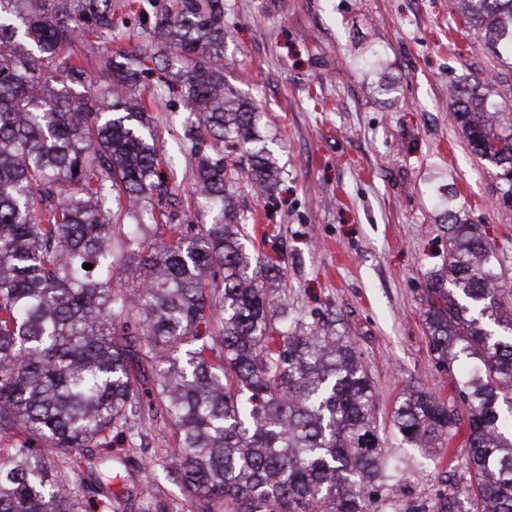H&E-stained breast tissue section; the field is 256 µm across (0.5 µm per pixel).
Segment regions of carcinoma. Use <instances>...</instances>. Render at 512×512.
<instances>
[{
	"mask_svg": "<svg viewBox=\"0 0 512 512\" xmlns=\"http://www.w3.org/2000/svg\"><path fill=\"white\" fill-rule=\"evenodd\" d=\"M476 46L512 68V0H458ZM217 0H173L151 29L187 116L177 144L209 218L173 223L157 131L135 96L147 56L122 54L105 109L41 81L84 75L85 25L112 33V0H0V512L112 509L113 481L161 421L182 454L165 479L193 512H398L408 459L386 447L374 385L348 336L289 320L282 274L260 267L231 208L238 161L271 189L281 171L255 133L254 105L224 83ZM487 78L454 89L448 109L478 159L497 169L512 208V108ZM130 224L113 236L112 218ZM448 258L427 284L423 318L436 364L478 370L457 408L402 393L392 422L410 448H444L465 430L466 512H512V293L481 227L448 208ZM136 263L137 287L112 274ZM93 268L86 270L83 264ZM85 473L80 484L74 473ZM142 512H180L157 484Z\"/></svg>",
	"mask_w": 512,
	"mask_h": 512,
	"instance_id": "obj_1",
	"label": "carcinoma"
}]
</instances>
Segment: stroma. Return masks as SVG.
I'll list each match as a JSON object with an SVG mask.
<instances>
[{
	"instance_id": "35a3bbf8",
	"label": "stroma",
	"mask_w": 512,
	"mask_h": 512,
	"mask_svg": "<svg viewBox=\"0 0 512 512\" xmlns=\"http://www.w3.org/2000/svg\"><path fill=\"white\" fill-rule=\"evenodd\" d=\"M169 0H112L116 40L87 32L83 79L49 86L76 96L107 84L106 50L150 51L148 31ZM224 79L258 109V132L283 170L276 191L248 178L235 192L237 220L257 254L283 269L290 318L329 320L351 337L374 381L379 423L390 426L407 384L452 400L422 317L429 273L448 255L449 203L481 225L512 289V208L496 206L494 170L472 154L448 110V87L493 78L491 61L462 36L456 0H221ZM375 47L378 61L360 55ZM139 95L169 152L184 109L159 71ZM451 455L417 459L401 503L441 512L464 487L461 438Z\"/></svg>"
}]
</instances>
